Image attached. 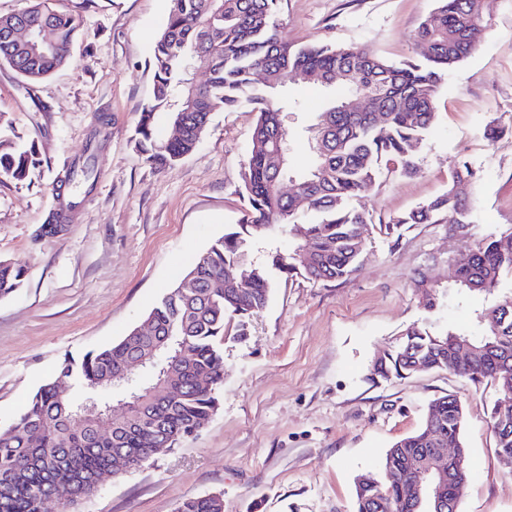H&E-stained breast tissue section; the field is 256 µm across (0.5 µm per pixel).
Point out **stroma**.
<instances>
[{
    "mask_svg": "<svg viewBox=\"0 0 512 512\" xmlns=\"http://www.w3.org/2000/svg\"><path fill=\"white\" fill-rule=\"evenodd\" d=\"M78 14L72 61L32 89L0 64V136L35 145L31 179L0 176V259L24 266L22 288L0 299V427L66 354L81 358L142 325L176 276L243 215V165L256 113H215L195 151L174 168L150 166L132 135L152 96L153 42L169 0H53ZM434 0H285L289 41L364 46L390 62L413 54V34ZM479 46L449 75L412 176L393 174L361 198L388 221L448 188L468 164L473 222L453 236L416 224L399 239L372 233L344 281L277 280L242 342L224 344L216 414L172 452L105 479L67 512H175L182 500L219 495L224 512H354V483L379 473L385 451L417 431L428 403L457 394L465 410L469 482L460 512H512V474L491 427L496 393L448 371L386 382L380 351L407 327L480 334L483 296L448 293V259L512 231V0H482ZM292 162L311 159L307 128L318 90L294 77L283 89ZM504 128L489 141V126ZM90 162L93 185L64 184ZM65 229L41 235L52 214ZM437 299L420 303L417 277Z\"/></svg>",
    "mask_w": 512,
    "mask_h": 512,
    "instance_id": "stroma-1",
    "label": "stroma"
}]
</instances>
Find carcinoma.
Instances as JSON below:
<instances>
[{
    "label": "carcinoma",
    "instance_id": "obj_1",
    "mask_svg": "<svg viewBox=\"0 0 512 512\" xmlns=\"http://www.w3.org/2000/svg\"><path fill=\"white\" fill-rule=\"evenodd\" d=\"M24 10L0 17V63L8 64L28 84L50 76L71 59L80 27L78 16L61 12L50 0H29ZM283 0H170L163 29L152 54L153 93L135 129V145L146 160L171 169L192 153L216 112L248 108L257 114L252 148L244 163L242 222L224 232L183 272L148 314L157 335L170 337L158 350L149 341L127 335L112 345L77 360L65 356L29 398L15 421L0 428V512H45L61 488L76 505L98 491V477L121 453L139 462L172 451L219 408L224 386V343L249 335L252 319L268 305L273 282L300 277L316 282L342 281L358 270L372 225L355 202L373 190L385 173L410 176L419 172L418 153L436 117L439 88L448 73L477 47L476 25L482 24L478 0H436L413 35L416 56L395 64L361 46L314 42L298 46L286 38ZM18 24L51 27L55 49L47 53L19 45L11 36ZM209 71L208 82L193 86L191 65ZM326 92L314 123L310 165L296 171L283 149L284 107L273 92L289 74ZM359 92L373 96L372 108H348ZM40 165L35 147H18L0 138V175L26 181ZM299 190L281 192L283 178ZM467 164L452 174L448 190L409 213L379 225L392 235L406 224H446L463 230L471 223L473 202L456 187L471 184ZM288 232V250L271 248L263 259L246 266L253 245L274 227ZM309 253L312 262H303ZM457 280L452 287L490 297L480 312L485 331L471 336L452 327L436 331L425 323L407 328L374 361L373 374L403 379L413 374L448 370L475 384H490L497 398L512 390V287L500 293L503 275L512 274V232L492 236L473 250L453 258ZM25 270L0 264V298L23 284ZM224 290L211 291L212 281ZM472 346L470 367L460 369L448 337ZM164 356L165 374L149 371L137 390L140 402L130 421L98 422L74 417L73 406L85 394L100 399L112 391V374L129 359L149 351ZM211 379L201 388L198 379ZM68 392L60 393L61 383ZM177 389L169 399L164 391ZM433 416L435 432L446 448L465 447L464 408L453 394L433 399L425 417ZM491 424L500 459H512V410L491 409ZM428 422L397 440L385 452L378 476L355 480V512H378V501L404 512L408 479L401 471L417 459ZM468 473L448 466L446 489L461 501ZM177 512H224L219 495L186 499Z\"/></svg>",
    "mask_w": 512,
    "mask_h": 512
}]
</instances>
